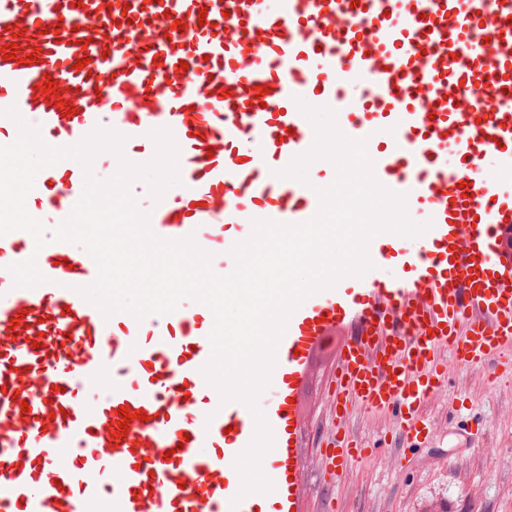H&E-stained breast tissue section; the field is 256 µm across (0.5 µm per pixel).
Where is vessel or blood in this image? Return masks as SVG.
<instances>
[{"instance_id": "1", "label": "vessel or blood", "mask_w": 512, "mask_h": 512, "mask_svg": "<svg viewBox=\"0 0 512 512\" xmlns=\"http://www.w3.org/2000/svg\"><path fill=\"white\" fill-rule=\"evenodd\" d=\"M484 25L488 51L474 39ZM11 41L40 61L0 58V145L21 120L52 147L101 128L141 165L156 153L151 131H172L178 192L150 215L162 238L210 253L248 239L253 220L313 218L334 164L313 161L309 185L281 175L315 140L303 101L365 140L376 180L430 227L376 235L372 270L290 316L262 393L273 489L245 496L234 463L256 424L202 372L213 312L103 316L79 293L98 273L87 252L0 237V512H310L311 471L337 484L393 437L411 449L433 438L426 408L451 367L494 361L512 376V0H277L272 12L264 0H0V46ZM84 183L73 160L45 167L31 214L46 205L65 220ZM31 258L45 283L15 286L10 265ZM324 359L312 450L307 404ZM123 406L137 418L119 441ZM359 410L391 417L389 433L359 437Z\"/></svg>"}]
</instances>
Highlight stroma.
Listing matches in <instances>:
<instances>
[{
  "label": "stroma",
  "instance_id": "35a3bbf8",
  "mask_svg": "<svg viewBox=\"0 0 512 512\" xmlns=\"http://www.w3.org/2000/svg\"><path fill=\"white\" fill-rule=\"evenodd\" d=\"M489 376L484 367L457 370L450 391L471 401L462 413L449 398L429 403L436 434L409 452L407 477L358 463L334 489L312 477V502L335 494L348 512H512V380L491 387Z\"/></svg>",
  "mask_w": 512,
  "mask_h": 512
}]
</instances>
